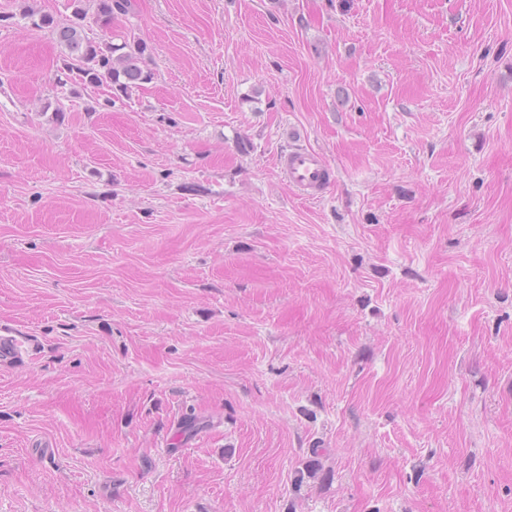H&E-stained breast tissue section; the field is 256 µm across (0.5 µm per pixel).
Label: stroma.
<instances>
[{
    "label": "stroma",
    "mask_w": 512,
    "mask_h": 512,
    "mask_svg": "<svg viewBox=\"0 0 512 512\" xmlns=\"http://www.w3.org/2000/svg\"><path fill=\"white\" fill-rule=\"evenodd\" d=\"M25 5L73 18L0 0V512H512V0H133L119 99ZM277 165L288 185L309 199L321 198L331 180L327 160L314 150L298 149L282 154ZM17 329L9 324H0V361L11 362L19 358L23 345Z\"/></svg>",
    "instance_id": "stroma-1"
}]
</instances>
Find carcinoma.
I'll list each match as a JSON object with an SVG mask.
<instances>
[{
	"label": "carcinoma",
	"instance_id": "1",
	"mask_svg": "<svg viewBox=\"0 0 512 512\" xmlns=\"http://www.w3.org/2000/svg\"><path fill=\"white\" fill-rule=\"evenodd\" d=\"M75 2L74 20L59 25L49 15L35 16L33 12H24L23 16L32 20L37 27H47L56 32L68 55L62 59V69L76 72L83 84L100 85L108 82L115 96H129L133 90L148 83L153 78L150 68L151 48L148 43L135 36L123 37L120 44L95 43L84 34L81 21L86 11ZM96 20L108 26L120 15L129 13L132 0H95Z\"/></svg>",
	"mask_w": 512,
	"mask_h": 512
}]
</instances>
